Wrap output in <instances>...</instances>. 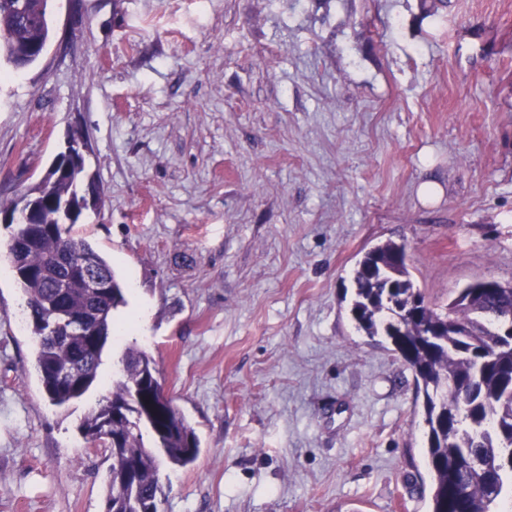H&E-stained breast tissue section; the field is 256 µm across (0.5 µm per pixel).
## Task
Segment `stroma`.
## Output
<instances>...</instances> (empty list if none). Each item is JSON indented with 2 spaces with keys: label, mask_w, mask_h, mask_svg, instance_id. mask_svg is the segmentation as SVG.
Instances as JSON below:
<instances>
[{
  "label": "stroma",
  "mask_w": 512,
  "mask_h": 512,
  "mask_svg": "<svg viewBox=\"0 0 512 512\" xmlns=\"http://www.w3.org/2000/svg\"><path fill=\"white\" fill-rule=\"evenodd\" d=\"M76 128L102 194L73 233L147 317L57 407L0 276V512H105L80 426L130 345L200 440L161 512H428L413 374L352 274L392 240L438 305L512 281V0H52L0 82V203Z\"/></svg>",
  "instance_id": "35a3bbf8"
}]
</instances>
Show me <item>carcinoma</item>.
<instances>
[{
  "instance_id": "cac0c4a2",
  "label": "carcinoma",
  "mask_w": 512,
  "mask_h": 512,
  "mask_svg": "<svg viewBox=\"0 0 512 512\" xmlns=\"http://www.w3.org/2000/svg\"><path fill=\"white\" fill-rule=\"evenodd\" d=\"M49 36L48 0H0V60L36 62L32 49ZM58 153L42 178L0 214L33 207V224L12 228L6 251L37 342L36 369L51 404L65 407L99 381L114 312L127 305L112 262L71 235L99 181L85 167L83 131ZM106 288L88 287L86 274ZM351 316L373 339L390 341L412 370L422 399L430 476L428 512H494L512 494V284H468L437 309L415 286L405 246L388 240L353 270ZM129 412L112 421V410ZM83 434L103 443L112 464L108 512H160L161 462L192 464L197 435L165 393L146 351L128 347L112 385L89 410Z\"/></svg>"
}]
</instances>
